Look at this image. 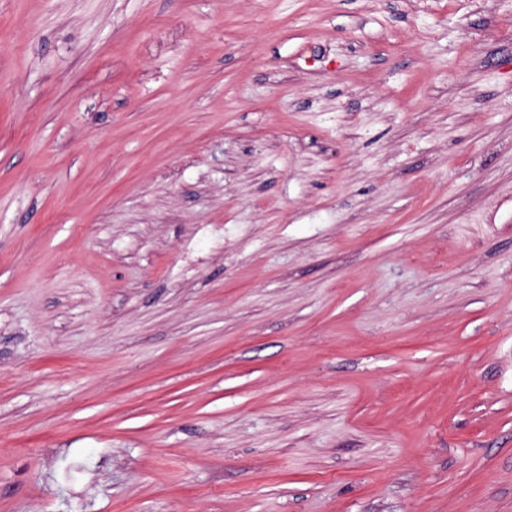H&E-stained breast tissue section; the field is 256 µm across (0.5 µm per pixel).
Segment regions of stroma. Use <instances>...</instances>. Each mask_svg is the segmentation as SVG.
<instances>
[{"label":"stroma","instance_id":"obj_1","mask_svg":"<svg viewBox=\"0 0 512 512\" xmlns=\"http://www.w3.org/2000/svg\"><path fill=\"white\" fill-rule=\"evenodd\" d=\"M0 512H512V0H0Z\"/></svg>","mask_w":512,"mask_h":512}]
</instances>
